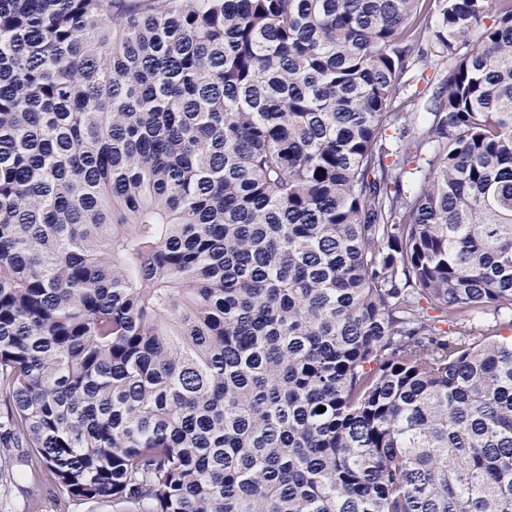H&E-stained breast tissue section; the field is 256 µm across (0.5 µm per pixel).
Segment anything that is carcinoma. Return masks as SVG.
Masks as SVG:
<instances>
[{
    "label": "carcinoma",
    "mask_w": 512,
    "mask_h": 512,
    "mask_svg": "<svg viewBox=\"0 0 512 512\" xmlns=\"http://www.w3.org/2000/svg\"><path fill=\"white\" fill-rule=\"evenodd\" d=\"M501 328L512 0H0V401L36 479L512 512ZM430 43V33H421L419 45H421L428 52V65H420L416 69L414 74L416 75V77H420L422 71L425 70L423 72L425 79H416V81L413 83L415 85L410 87L408 92H404L405 94H409L413 92L416 88L418 89V91H420V95L418 96L420 97V100L418 101V112H426L425 108L431 105V99L436 94V92L439 91L438 88L440 87L441 73H437L434 67L430 65V61H433L434 59L437 58L435 56V54H437L436 49L435 47H432Z\"/></svg>",
    "instance_id": "1"
}]
</instances>
